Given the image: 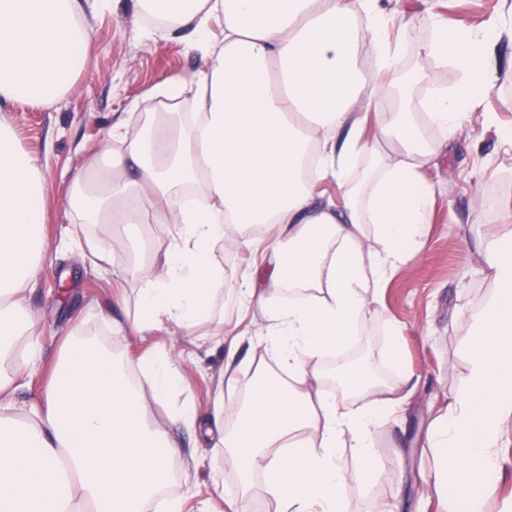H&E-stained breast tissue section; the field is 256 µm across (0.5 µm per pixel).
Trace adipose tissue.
<instances>
[{"instance_id":"adipose-tissue-1","label":"adipose tissue","mask_w":512,"mask_h":512,"mask_svg":"<svg viewBox=\"0 0 512 512\" xmlns=\"http://www.w3.org/2000/svg\"><path fill=\"white\" fill-rule=\"evenodd\" d=\"M110 3L0 0V104L61 98L89 61L87 11ZM135 8L156 18V33L191 27L210 65L160 84L164 108L140 129L112 126L121 148L108 164L88 159L72 192L79 226L59 248L91 254L96 269L121 273L135 291L133 321L111 322L114 334L147 336L171 321L193 336L214 320L224 291L225 225H271L261 264L234 291L263 311L259 345L272 364L257 367L243 417L212 435V447L243 483L262 475L279 512H350L340 451L351 448L365 478L378 481L376 436L408 380L343 367L337 391H327L321 361L361 335L371 303L422 247L436 192L422 170L456 142L477 94L494 88L490 52L512 37V6L453 36L427 11L419 51L440 66L456 54L465 89L434 82L425 98L395 105L388 86L407 43L387 37L393 15L379 0H135ZM217 21L220 39L211 35ZM427 127L437 134L430 143ZM326 178L342 203L318 202ZM43 183L38 159L0 120V512H185L181 497L158 496L183 450L143 403L151 393L170 422L198 426L195 406L174 401L181 375L165 352L125 362L76 328L39 394L16 398L43 362L29 301L48 253ZM133 224L154 226L162 261L118 260L109 240ZM477 253L491 289L461 338L467 373L425 433L429 479L448 512H485L512 443L511 210L479 235ZM342 393L358 407L344 410Z\"/></svg>"}]
</instances>
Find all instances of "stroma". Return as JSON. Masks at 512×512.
<instances>
[{
  "instance_id": "obj_1",
  "label": "stroma",
  "mask_w": 512,
  "mask_h": 512,
  "mask_svg": "<svg viewBox=\"0 0 512 512\" xmlns=\"http://www.w3.org/2000/svg\"><path fill=\"white\" fill-rule=\"evenodd\" d=\"M503 0H439L436 10L448 23L449 32L480 25L500 10ZM397 25L390 36L405 35L408 50L403 67L419 68L437 82L458 88L460 64L434 66L417 51L429 30L422 24L428 0H392ZM89 65L57 102L38 106L24 102L0 105V118L7 119L18 134L22 148L37 158L45 176V233L55 242L75 224L71 192L82 176L87 159L115 148L107 132L112 124L137 125L128 112L130 103L150 109L156 104L154 89L175 74H189L204 67V59L187 40L146 37L148 19L139 16L132 0H120L116 9L88 14ZM499 62L494 91L478 104L454 149L439 153L426 178L436 185L433 221L428 225L424 247L417 257L390 280L378 314L350 347L325 356L326 370L361 358L369 370L382 376L413 373L414 391L402 418L384 424L377 435L376 465L380 478L367 483L351 449L342 460L351 473L345 494L354 512H372L376 503L401 496L404 512H445L428 482L429 449L423 435L430 415L448 402L449 393L465 374L459 340L464 334L463 314L478 308L489 292V282L480 272L476 243L469 225L488 230L499 222L500 204L512 195V155L496 150L495 138L483 125L487 112L512 121V39L496 46ZM236 245L226 247L218 259L224 268L223 295L215 301L226 330L244 321L248 333L239 337L235 359L249 371L262 359L256 334L264 320L257 309L241 312L232 285L241 282L256 258L257 247L267 237L258 227H230ZM31 304L38 313L45 337L44 359L52 361L61 340L74 327L90 334H105L104 318L131 320L137 300L131 289L108 274L99 273L78 252L48 257ZM399 332V347L387 349V327ZM213 324L200 327L198 335H183L170 324L146 341L133 333L105 335L107 343L130 355L145 347L168 352L184 377V388L175 400L192 401L207 412L215 401L224 370L223 346L212 335ZM149 418L167 427L184 448L188 469H176L172 492L189 497L192 507L211 501L218 512L240 491V476L225 461L204 448L182 428L170 425L165 409L147 400Z\"/></svg>"
}]
</instances>
